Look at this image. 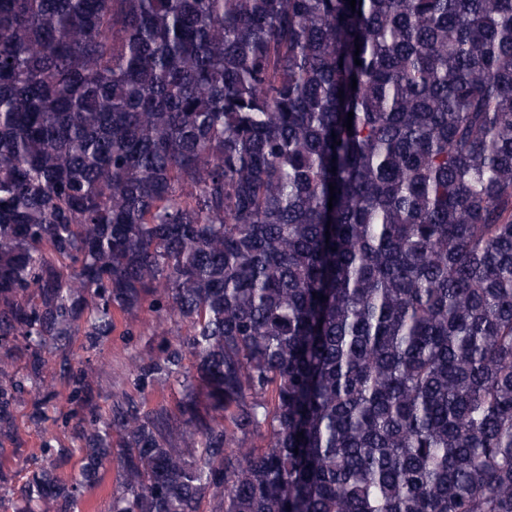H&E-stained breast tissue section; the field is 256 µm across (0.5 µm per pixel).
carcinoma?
<instances>
[{
    "label": "carcinoma",
    "mask_w": 512,
    "mask_h": 512,
    "mask_svg": "<svg viewBox=\"0 0 512 512\" xmlns=\"http://www.w3.org/2000/svg\"><path fill=\"white\" fill-rule=\"evenodd\" d=\"M58 384L0 512H512V0H0V457ZM115 331L112 341L91 356L93 376L103 387L105 394L112 391L111 398H102L101 411L107 412L113 404L127 393L142 402L144 411L165 407L174 410L182 398L181 388L172 380L158 377L144 386L138 385L137 365L148 350L159 353L172 336H162L167 326L159 325L154 314L143 309L135 317L115 311ZM127 331L132 335L128 336ZM116 479L115 467L106 464L101 470L99 483L80 498L78 512H108L112 492L117 487Z\"/></svg>",
    "instance_id": "1"
}]
</instances>
